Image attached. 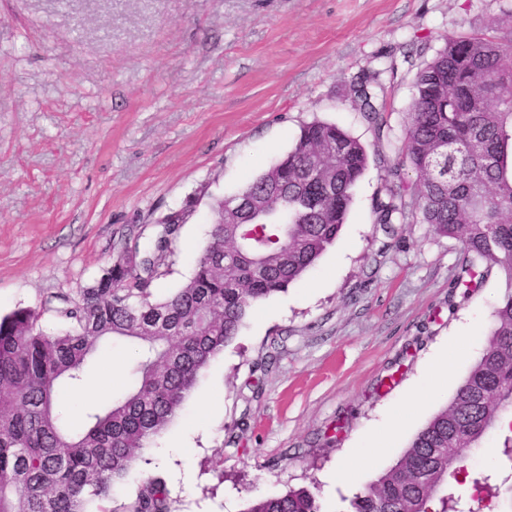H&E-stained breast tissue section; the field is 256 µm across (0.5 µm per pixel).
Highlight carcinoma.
<instances>
[{"label":"carcinoma","instance_id":"cac0c4a2","mask_svg":"<svg viewBox=\"0 0 512 512\" xmlns=\"http://www.w3.org/2000/svg\"><path fill=\"white\" fill-rule=\"evenodd\" d=\"M381 72H364L347 95L393 149L375 100ZM406 137L375 199L387 228L418 219L461 244L451 292L468 295L496 269L505 293L480 360L452 399L415 435L397 463L345 512H512V433L500 464L473 472L454 454L477 448L512 415V24L500 37L445 41L416 72ZM369 165L363 144L334 124L303 125L293 148L212 207L208 238L189 279L164 297L150 284L177 228L147 249L125 245L76 300L60 297L65 328L48 333L42 312L0 316V512H106L114 484L180 414L210 362L237 337L253 308L300 280L338 239ZM415 175L413 210L404 167ZM133 345L130 383L70 429L57 407L61 382L79 384L99 344ZM470 483L463 499L450 482ZM124 512H171L165 480L147 478ZM245 512H322L308 487L253 499Z\"/></svg>","mask_w":512,"mask_h":512}]
</instances>
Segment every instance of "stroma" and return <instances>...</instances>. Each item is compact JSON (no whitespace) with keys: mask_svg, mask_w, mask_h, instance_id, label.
<instances>
[{"mask_svg":"<svg viewBox=\"0 0 512 512\" xmlns=\"http://www.w3.org/2000/svg\"><path fill=\"white\" fill-rule=\"evenodd\" d=\"M495 18H512V0H0V314L35 308L57 332L55 297H78L124 241L149 242L184 207L151 284L158 297L174 291L193 273L212 203L288 153L304 124H336L376 152L345 93L354 77L380 72L378 105L403 144L417 68L446 38L490 33ZM384 178L369 165L336 243L254 307L114 486L108 512L154 474L172 512H244L300 487L316 488L322 512H341L449 402L487 347L505 281L492 273L449 302L459 242L416 220L375 224ZM468 326V356L416 403ZM130 356L124 341L102 344L81 387L59 384V402L106 407ZM403 407L394 438L337 477Z\"/></svg>","mask_w":512,"mask_h":512,"instance_id":"obj_1","label":"stroma"}]
</instances>
